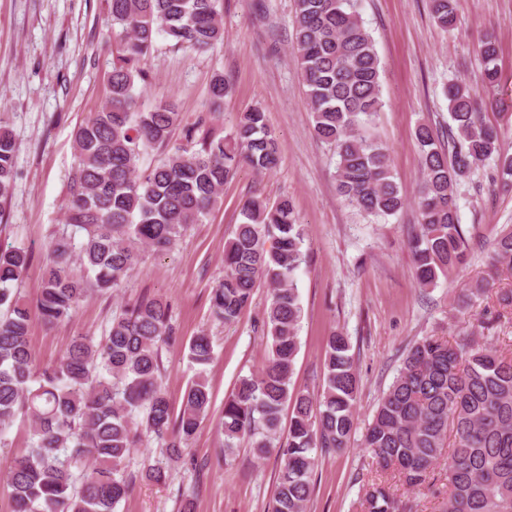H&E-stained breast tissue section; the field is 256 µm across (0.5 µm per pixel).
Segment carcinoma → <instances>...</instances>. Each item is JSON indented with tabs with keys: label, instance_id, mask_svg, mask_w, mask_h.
Segmentation results:
<instances>
[{
	"label": "carcinoma",
	"instance_id": "obj_1",
	"mask_svg": "<svg viewBox=\"0 0 512 512\" xmlns=\"http://www.w3.org/2000/svg\"><path fill=\"white\" fill-rule=\"evenodd\" d=\"M112 26V69L106 100L74 130L77 164L69 181L64 227L49 243L35 307L49 323L69 319L93 292L120 287L140 251L171 247L221 201L224 183L242 165L258 173L279 166L276 140L265 112L240 114L228 136L218 137L202 118L183 127L186 145L169 150L152 168L140 170L148 147H168L180 125L173 104H139L149 83L146 57L163 35L203 51L224 41L219 0H105ZM293 49L301 73L313 132L336 148V191L360 213L397 214L405 196L386 150L362 128L383 107L381 67L374 39L357 11V0H294ZM435 24L456 25L455 0H430ZM483 82L499 80L498 48L491 34L479 42ZM224 76H214V106L229 94ZM448 143L427 124L415 130L421 180L417 191L419 231L412 238L414 276L430 287L466 259L455 191L479 164L497 161V173L512 184V156L502 151L498 131L475 112L470 88L446 90ZM17 144L0 119V199L12 195ZM242 220L224 243V278L210 295L214 320L231 324L251 304L261 281L270 288L263 321L268 355L257 373L240 378L224 401L218 424L224 456L246 437L262 458L281 459L271 512H305L318 454L341 450L354 426L359 379L351 344L336 331L328 337L321 393L292 383L302 305L297 271L304 261V227L292 201L274 205L248 198ZM80 260L87 276L69 272ZM490 266L512 273V227L493 237ZM30 265L29 251L0 246V446L14 422H28L26 449L0 475L11 512H116L132 481L125 460L154 435L168 458L187 451L210 406L199 378L174 414L162 385V345L172 336L170 303L143 299L112 320L105 339H72L58 361L38 372L29 335L30 304L17 283ZM500 337L484 333L452 344L428 335L407 352L399 374L380 399L364 435V447L379 468L399 477L414 493L429 486L433 466L447 456L443 512H512V354ZM190 361L204 366L214 351L208 334L195 336ZM291 409L288 438L279 442L281 414ZM87 461L76 477L72 462ZM361 512H405L406 503L383 482L368 485Z\"/></svg>",
	"mask_w": 512,
	"mask_h": 512
}]
</instances>
